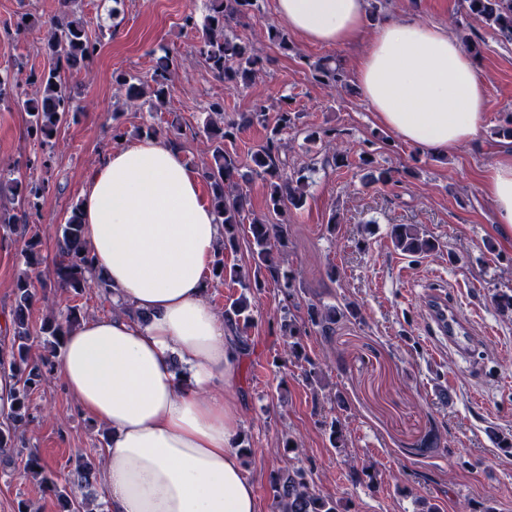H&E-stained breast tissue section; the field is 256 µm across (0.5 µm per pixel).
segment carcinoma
Listing matches in <instances>:
<instances>
[{"label": "carcinoma", "instance_id": "carcinoma-1", "mask_svg": "<svg viewBox=\"0 0 512 512\" xmlns=\"http://www.w3.org/2000/svg\"><path fill=\"white\" fill-rule=\"evenodd\" d=\"M256 6L254 0H207L206 13L198 17L190 12L183 18L184 27L197 33L195 54L224 82L246 87L256 78L261 69V60L251 45L244 41L234 26ZM462 29L476 21L496 31L507 41H512V0H461ZM100 40L90 37L83 21L70 18L69 13L50 22V33L45 44V53L51 67L40 76L30 75L22 80L23 65L17 72L0 75V103H8L25 96L22 106L29 116L27 135L42 146H55L53 139L60 126L74 113V99L64 86L65 76L88 66L97 56ZM185 59L169 51L157 57L149 79L119 75L116 83L124 90L125 105L135 109L142 107L141 99L149 97L150 108L158 111L166 106L172 92V75L182 67ZM312 78L326 85L349 87L345 69L336 62L325 59L310 65ZM34 87L33 93L25 94L23 83ZM294 125V116L288 105L279 110L277 124L265 141L250 153L253 171L267 187V209L283 213L299 208L304 201L303 177L289 171L281 158L283 143L281 134ZM240 125L224 118V101L210 104L209 119L202 130L186 133L182 125L168 142L179 149L182 140L191 135L204 136L211 150V158L203 168L202 177L211 190V208L217 222L224 226V240L215 261L213 274L228 279L242 288L238 297L224 307V320L235 327L243 354L250 351L248 331L252 324L251 305L247 293L262 288V279L270 277L282 288L285 304L281 328L288 336V353L297 356L302 345L301 337L307 335L306 323L298 322L291 311L297 288L294 275L286 265L288 225L270 224L264 219L253 218L244 224L246 216V194L239 187V155L235 144ZM313 139L325 143L332 150L331 162L336 167L346 165L347 156L335 148L336 133L332 128H320L311 134ZM361 165L370 170L368 177L373 182H387L388 171L374 167L372 154L365 151ZM50 190L49 182L26 175L12 163L0 162V207L10 204L20 207L22 223L0 220V229L21 238V255L27 267L35 269L40 264V240L29 228V216L38 213L39 200ZM248 227L252 238L253 275L242 273L240 268L224 265V251L236 248L242 227ZM394 246L405 254L425 257L439 248L437 240L420 232L413 224H396L391 231ZM58 261L54 264L53 286L65 291L80 293L86 288L102 289V285L88 276L92 259L83 245V227L80 207L74 206L67 222L61 225V236L57 241ZM38 301L34 280L25 273L16 280L14 307L9 332V345L0 347V367L10 372L14 380L10 390L11 407L8 423L0 425V457L9 463L19 448L17 430L31 418V395L41 384L45 374L57 369V354L65 336L79 324L82 316L78 308L71 306L66 316L58 318L54 312L47 313L38 328H33L30 313ZM309 323L327 334L336 324V307L308 309ZM38 337L48 353L35 361L30 357L33 337ZM24 474L41 480L43 488L57 501L58 512H92L88 495L77 498L71 490L59 485L52 478L50 464L37 452L26 454ZM93 467L79 456L72 472L70 483L79 487L92 485ZM273 497L278 512H349L340 501L321 495L314 481L302 467L289 468L278 474L272 482Z\"/></svg>", "mask_w": 512, "mask_h": 512}]
</instances>
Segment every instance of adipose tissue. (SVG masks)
<instances>
[{"mask_svg":"<svg viewBox=\"0 0 512 512\" xmlns=\"http://www.w3.org/2000/svg\"><path fill=\"white\" fill-rule=\"evenodd\" d=\"M276 11L307 42L361 46L356 91L403 141L445 155L477 137L488 87L447 27L390 18L369 40L366 0H276ZM199 182L178 149L145 136L106 153L82 191L84 242L112 312L72 328L57 363L106 432V512H259L228 395L242 351L207 299L224 230ZM481 190L495 234L512 240L511 148L493 155Z\"/></svg>","mask_w":512,"mask_h":512,"instance_id":"adipose-tissue-1","label":"adipose tissue"}]
</instances>
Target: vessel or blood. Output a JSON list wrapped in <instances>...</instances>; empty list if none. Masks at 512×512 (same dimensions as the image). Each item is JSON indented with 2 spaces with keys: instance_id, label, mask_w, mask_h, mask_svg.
I'll use <instances>...</instances> for the list:
<instances>
[{
  "instance_id": "vessel-or-blood-1",
  "label": "vessel or blood",
  "mask_w": 512,
  "mask_h": 512,
  "mask_svg": "<svg viewBox=\"0 0 512 512\" xmlns=\"http://www.w3.org/2000/svg\"><path fill=\"white\" fill-rule=\"evenodd\" d=\"M422 303L432 338L437 344L460 356L469 355L478 346L489 345L490 336L477 332L461 316L455 300L446 290L424 289Z\"/></svg>"
}]
</instances>
